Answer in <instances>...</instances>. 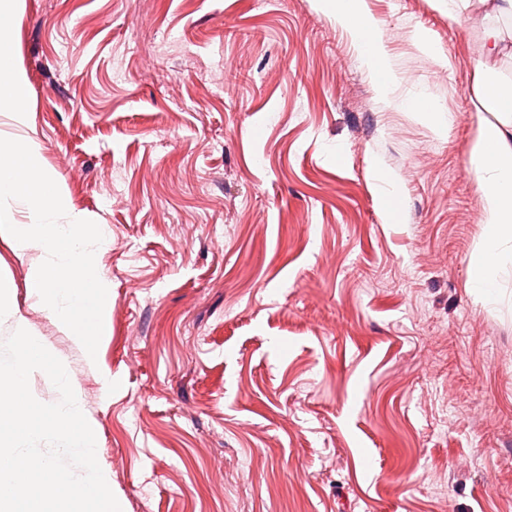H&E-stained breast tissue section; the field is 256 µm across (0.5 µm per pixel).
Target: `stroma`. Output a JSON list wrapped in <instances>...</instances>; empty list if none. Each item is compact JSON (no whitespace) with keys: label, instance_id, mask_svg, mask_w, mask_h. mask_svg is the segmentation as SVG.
Instances as JSON below:
<instances>
[{"label":"stroma","instance_id":"obj_1","mask_svg":"<svg viewBox=\"0 0 512 512\" xmlns=\"http://www.w3.org/2000/svg\"><path fill=\"white\" fill-rule=\"evenodd\" d=\"M367 5L388 105L318 0L21 2L40 159L112 287L92 358L0 243V342L21 319L64 363L122 512H512V272L468 285L483 29ZM404 107L409 112H429L434 114L436 128L440 133H445L453 123V116L448 111H443L441 106L424 95L413 97L404 102ZM372 168L375 172L376 179L386 186L387 193L383 198V207L385 211L391 216L400 200V187L397 177L385 167L380 158L373 156L371 160Z\"/></svg>","mask_w":512,"mask_h":512}]
</instances>
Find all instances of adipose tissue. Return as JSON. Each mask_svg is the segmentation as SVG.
<instances>
[{
	"instance_id": "obj_1",
	"label": "adipose tissue",
	"mask_w": 512,
	"mask_h": 512,
	"mask_svg": "<svg viewBox=\"0 0 512 512\" xmlns=\"http://www.w3.org/2000/svg\"><path fill=\"white\" fill-rule=\"evenodd\" d=\"M357 51L359 61L378 94H387L396 80L380 25L366 0H320ZM485 60L473 72L471 94L478 135L471 144L466 169L483 192L481 222L486 228L483 249L470 268L472 288L496 302L503 272L512 269V82L498 78L500 60H512V33L486 28Z\"/></svg>"
}]
</instances>
